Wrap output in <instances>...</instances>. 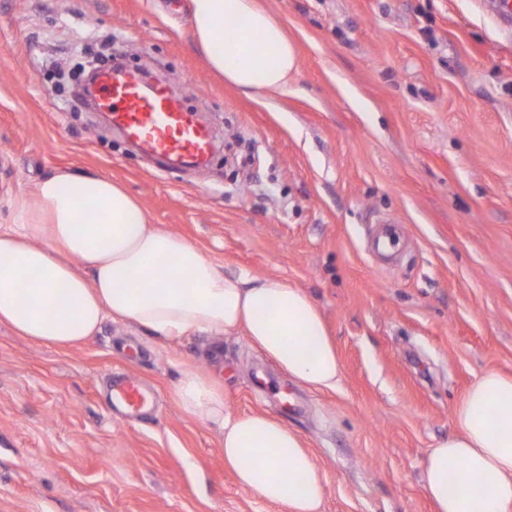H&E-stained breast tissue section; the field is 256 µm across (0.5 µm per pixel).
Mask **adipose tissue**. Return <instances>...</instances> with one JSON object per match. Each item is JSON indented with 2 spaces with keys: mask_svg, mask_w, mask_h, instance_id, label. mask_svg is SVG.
Here are the masks:
<instances>
[{
  "mask_svg": "<svg viewBox=\"0 0 512 512\" xmlns=\"http://www.w3.org/2000/svg\"><path fill=\"white\" fill-rule=\"evenodd\" d=\"M190 13L198 48L225 82L245 92L285 89L297 52L256 0H190ZM108 319L165 340L242 333L301 385L333 391L341 383L336 345L306 292L225 271L196 244L149 223L118 182L62 170L10 200L0 225V324L68 348ZM175 401L218 432L241 488L287 512H322V473L294 429L264 413L228 412L223 388L205 372L184 373ZM454 421L423 470L435 512H512V376L479 375Z\"/></svg>",
  "mask_w": 512,
  "mask_h": 512,
  "instance_id": "ef3b65f1",
  "label": "adipose tissue"
}]
</instances>
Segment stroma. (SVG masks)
<instances>
[{
	"mask_svg": "<svg viewBox=\"0 0 512 512\" xmlns=\"http://www.w3.org/2000/svg\"><path fill=\"white\" fill-rule=\"evenodd\" d=\"M489 2L257 0L298 65L284 92L247 96L208 69L189 0H0V216L60 169L118 180L226 270L304 290L343 365L320 393L241 333L151 341L107 320L61 350L0 325V512H283L242 489L218 434L177 406L187 371L215 376L231 412L300 434L323 512H433L428 449L477 375H512V29ZM109 35L130 68L203 107L211 163L163 171L94 103L70 110L52 61ZM381 218L405 226L393 260L369 251ZM121 374L151 409L114 418Z\"/></svg>",
	"mask_w": 512,
	"mask_h": 512,
	"instance_id": "35a3bbf8",
	"label": "stroma"
}]
</instances>
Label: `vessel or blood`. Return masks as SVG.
<instances>
[{"instance_id": "obj_1", "label": "vessel or blood", "mask_w": 512, "mask_h": 512, "mask_svg": "<svg viewBox=\"0 0 512 512\" xmlns=\"http://www.w3.org/2000/svg\"><path fill=\"white\" fill-rule=\"evenodd\" d=\"M95 102L109 115L114 130L144 153L178 165L206 164L215 151L211 127L169 88L148 81L125 67L103 70L94 80ZM147 395L136 379L127 377L112 387L117 413L140 410Z\"/></svg>"}]
</instances>
